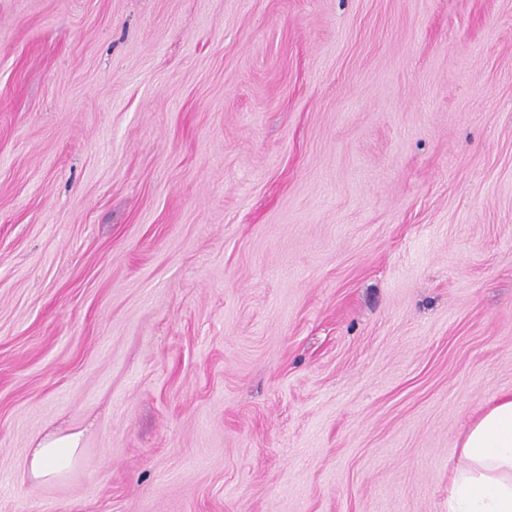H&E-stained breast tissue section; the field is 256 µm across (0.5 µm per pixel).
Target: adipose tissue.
Here are the masks:
<instances>
[{
	"label": "adipose tissue",
	"instance_id": "obj_1",
	"mask_svg": "<svg viewBox=\"0 0 512 512\" xmlns=\"http://www.w3.org/2000/svg\"><path fill=\"white\" fill-rule=\"evenodd\" d=\"M76 434L52 436L29 449L27 470L35 484L60 477L81 450ZM448 512H512V396L480 409L448 473Z\"/></svg>",
	"mask_w": 512,
	"mask_h": 512
}]
</instances>
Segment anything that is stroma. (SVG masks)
Wrapping results in <instances>:
<instances>
[{
	"label": "stroma",
	"mask_w": 512,
	"mask_h": 512,
	"mask_svg": "<svg viewBox=\"0 0 512 512\" xmlns=\"http://www.w3.org/2000/svg\"><path fill=\"white\" fill-rule=\"evenodd\" d=\"M505 394L512 0H0V512H448ZM79 434L52 436L27 454V470L35 484L50 482L64 473L81 454Z\"/></svg>",
	"instance_id": "1"
}]
</instances>
